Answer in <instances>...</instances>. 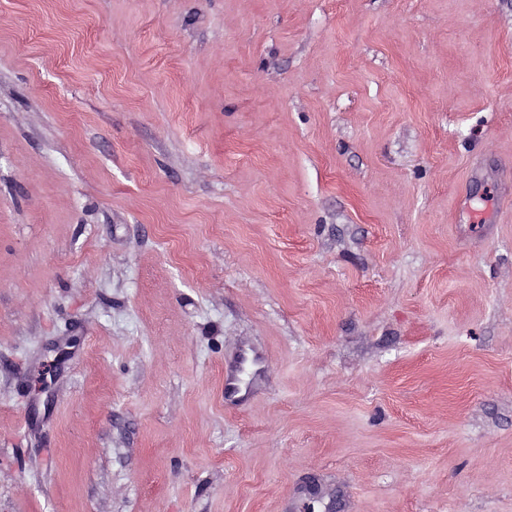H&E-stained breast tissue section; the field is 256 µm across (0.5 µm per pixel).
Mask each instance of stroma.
I'll return each mask as SVG.
<instances>
[{
  "instance_id": "1",
  "label": "stroma",
  "mask_w": 512,
  "mask_h": 512,
  "mask_svg": "<svg viewBox=\"0 0 512 512\" xmlns=\"http://www.w3.org/2000/svg\"><path fill=\"white\" fill-rule=\"evenodd\" d=\"M0 512H512V0H0Z\"/></svg>"
}]
</instances>
